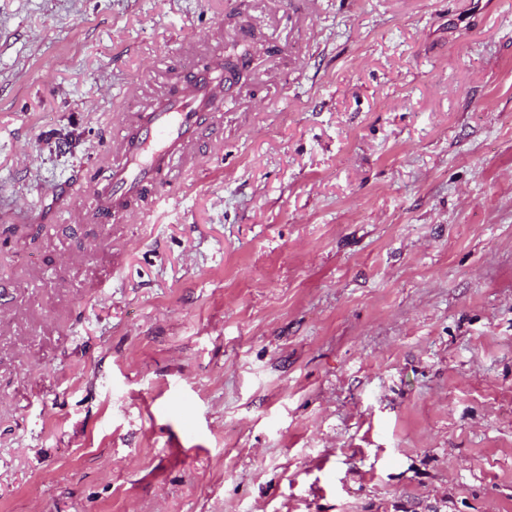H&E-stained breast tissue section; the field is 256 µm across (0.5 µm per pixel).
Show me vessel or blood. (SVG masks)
<instances>
[{
  "mask_svg": "<svg viewBox=\"0 0 512 512\" xmlns=\"http://www.w3.org/2000/svg\"><path fill=\"white\" fill-rule=\"evenodd\" d=\"M230 92L223 71L199 62L170 92L126 121V135L112 144L116 162L99 170L100 200L90 219L112 224L134 217L133 200H167L165 172L172 158L194 150L207 117L223 110Z\"/></svg>",
  "mask_w": 512,
  "mask_h": 512,
  "instance_id": "obj_1",
  "label": "vessel or blood"
}]
</instances>
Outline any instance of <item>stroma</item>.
<instances>
[{"instance_id":"1","label":"stroma","mask_w":512,"mask_h":512,"mask_svg":"<svg viewBox=\"0 0 512 512\" xmlns=\"http://www.w3.org/2000/svg\"><path fill=\"white\" fill-rule=\"evenodd\" d=\"M249 47L149 215L125 115ZM0 512H512V0H0Z\"/></svg>"}]
</instances>
